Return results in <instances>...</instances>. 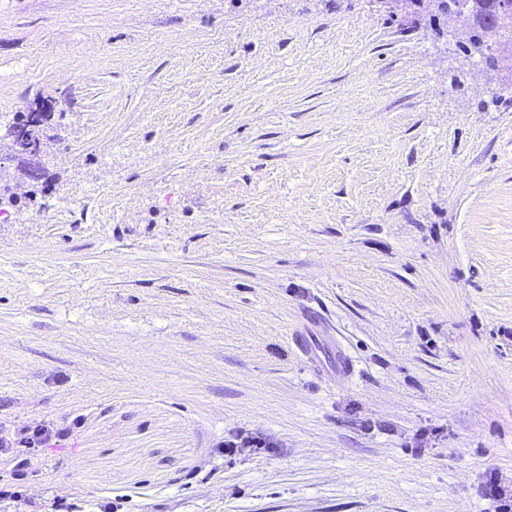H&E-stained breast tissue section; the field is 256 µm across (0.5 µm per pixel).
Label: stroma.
Masks as SVG:
<instances>
[{
	"label": "stroma",
	"instance_id": "1",
	"mask_svg": "<svg viewBox=\"0 0 512 512\" xmlns=\"http://www.w3.org/2000/svg\"><path fill=\"white\" fill-rule=\"evenodd\" d=\"M468 39L369 0H0V149L54 113L0 162V434L80 420L0 512H499L512 82ZM38 118L28 127L20 126L19 122L9 125L7 136L11 138L9 152L14 155L38 156L42 148L41 133L44 126L51 120L49 112H41ZM40 131V136H39Z\"/></svg>",
	"mask_w": 512,
	"mask_h": 512
}]
</instances>
